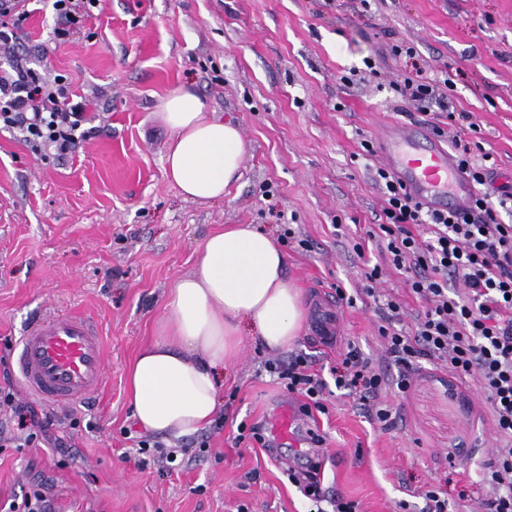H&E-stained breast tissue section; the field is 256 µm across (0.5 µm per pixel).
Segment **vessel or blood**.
Returning <instances> with one entry per match:
<instances>
[{
    "label": "vessel or blood",
    "mask_w": 512,
    "mask_h": 512,
    "mask_svg": "<svg viewBox=\"0 0 512 512\" xmlns=\"http://www.w3.org/2000/svg\"><path fill=\"white\" fill-rule=\"evenodd\" d=\"M377 153L408 193L430 211L469 205L471 181L440 136L415 124L389 123L377 137ZM14 352L25 393L48 404L66 406L89 398L105 376L101 338L84 316L55 312L38 316ZM270 431L279 444L298 450L309 442L311 423L286 405L274 412Z\"/></svg>",
    "instance_id": "vessel-or-blood-1"
}]
</instances>
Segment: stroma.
I'll use <instances>...</instances> for the list:
<instances>
[{
	"instance_id": "stroma-1",
	"label": "stroma",
	"mask_w": 512,
	"mask_h": 512,
	"mask_svg": "<svg viewBox=\"0 0 512 512\" xmlns=\"http://www.w3.org/2000/svg\"><path fill=\"white\" fill-rule=\"evenodd\" d=\"M28 9L4 21L19 56L42 76L64 75L67 96L86 99L92 119L64 156L0 130V386L18 384L11 349L46 309L87 316L108 361L92 398L32 403L53 417L51 437L0 448V506L38 487L52 512H310L286 475L289 449L236 440L239 423L304 402L260 373L271 354L250 331L224 369L233 400L223 429L180 440L187 453L175 469L142 464L136 443L129 366L206 238L253 224L275 237L295 232L283 253L303 321L288 350L307 354L326 384V410L314 415L323 512L336 495L357 512H421L431 488L447 493L450 512H484L500 441L477 386L420 360L408 391L389 397L396 417L385 428L336 387L333 370L353 344L399 375L363 293L379 252L354 249L383 205L373 181L382 162L363 144L387 121L432 128L437 107L396 90L409 69L392 48L413 49L438 95L479 126L494 172L512 170V0H97L64 44L44 0ZM367 57L378 76L366 74ZM179 86L242 134L240 177L223 199L186 198L165 176L174 133L159 104ZM340 288L350 303L337 302ZM327 308L339 333L324 347L312 325Z\"/></svg>"
}]
</instances>
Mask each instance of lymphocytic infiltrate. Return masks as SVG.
I'll use <instances>...</instances> for the list:
<instances>
[{"instance_id": "obj_1", "label": "lymphocytic infiltrate", "mask_w": 512, "mask_h": 512, "mask_svg": "<svg viewBox=\"0 0 512 512\" xmlns=\"http://www.w3.org/2000/svg\"><path fill=\"white\" fill-rule=\"evenodd\" d=\"M64 96L59 80L40 77L22 64L1 70L0 128L67 154L82 136L87 104L65 101ZM447 118L460 126L455 145L461 171L472 183L485 185L490 154H483L479 165L471 160L469 135L476 132V124L466 112L451 111ZM374 180L384 194L378 237L390 264L405 273L409 293L423 302L424 310L414 330L404 332L390 325L403 310L401 299L385 298L381 315L386 324L380 334L403 377L390 381L351 344L336 368L335 383L358 392L369 418L387 426L392 408L382 395L393 388L405 392L406 374L419 359L430 360L434 369L460 382L476 381L494 432L503 442L485 475L487 512H512V224L500 219L501 212L512 210V194L493 200L480 193L468 211L444 215L415 203L386 168H377ZM456 286L463 294L454 298L449 290ZM310 367L303 353L263 364L288 393L305 397L322 413L325 384Z\"/></svg>"}]
</instances>
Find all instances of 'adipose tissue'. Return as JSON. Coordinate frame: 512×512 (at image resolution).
<instances>
[{"mask_svg":"<svg viewBox=\"0 0 512 512\" xmlns=\"http://www.w3.org/2000/svg\"><path fill=\"white\" fill-rule=\"evenodd\" d=\"M160 108L174 132L165 153L167 178L186 197L222 198L245 150L239 128L207 119L204 102L185 88L173 90ZM285 269L277 242L251 225L229 224L207 238L193 273L170 293L155 340L130 367L139 426L178 440L210 423L220 372L239 351L242 322L268 349L288 347L301 327L302 304Z\"/></svg>","mask_w":512,"mask_h":512,"instance_id":"ef3b65f1","label":"adipose tissue"}]
</instances>
